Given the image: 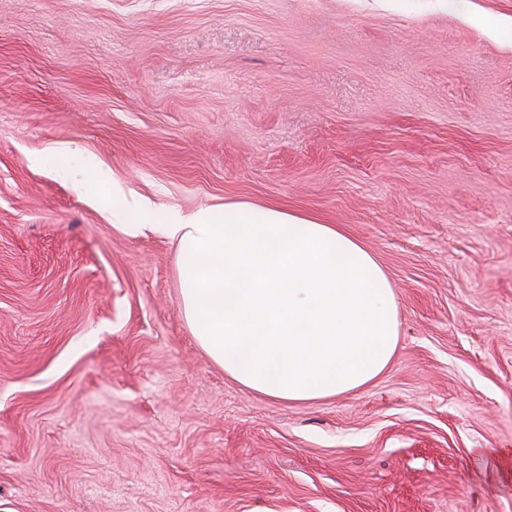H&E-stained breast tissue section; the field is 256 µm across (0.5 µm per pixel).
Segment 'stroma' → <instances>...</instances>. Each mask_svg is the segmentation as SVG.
I'll list each match as a JSON object with an SVG mask.
<instances>
[{"mask_svg": "<svg viewBox=\"0 0 512 512\" xmlns=\"http://www.w3.org/2000/svg\"><path fill=\"white\" fill-rule=\"evenodd\" d=\"M116 184L341 225L395 291L388 368L239 384ZM503 450L512 0H0V512H512Z\"/></svg>", "mask_w": 512, "mask_h": 512, "instance_id": "stroma-1", "label": "stroma"}]
</instances>
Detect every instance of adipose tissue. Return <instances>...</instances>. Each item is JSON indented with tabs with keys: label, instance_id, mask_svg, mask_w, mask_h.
<instances>
[{
	"label": "adipose tissue",
	"instance_id": "obj_1",
	"mask_svg": "<svg viewBox=\"0 0 512 512\" xmlns=\"http://www.w3.org/2000/svg\"><path fill=\"white\" fill-rule=\"evenodd\" d=\"M157 230L177 247L192 335L241 385L304 402L363 388L392 360L391 282L340 225L240 202L167 212Z\"/></svg>",
	"mask_w": 512,
	"mask_h": 512
}]
</instances>
